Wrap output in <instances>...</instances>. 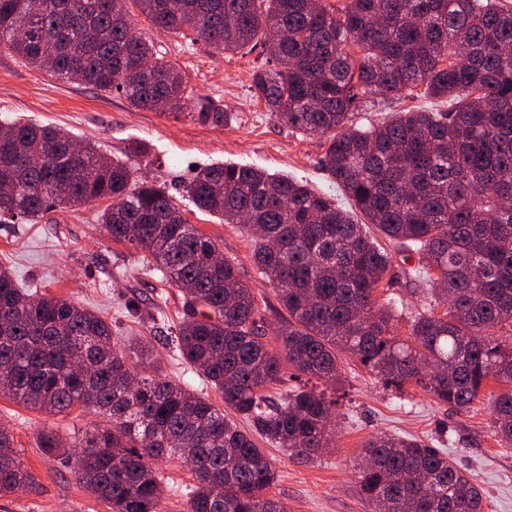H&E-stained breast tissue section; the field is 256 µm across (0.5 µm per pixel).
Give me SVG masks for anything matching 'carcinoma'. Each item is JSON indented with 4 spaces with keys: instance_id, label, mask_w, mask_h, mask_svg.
Returning a JSON list of instances; mask_svg holds the SVG:
<instances>
[{
    "instance_id": "obj_1",
    "label": "carcinoma",
    "mask_w": 512,
    "mask_h": 512,
    "mask_svg": "<svg viewBox=\"0 0 512 512\" xmlns=\"http://www.w3.org/2000/svg\"><path fill=\"white\" fill-rule=\"evenodd\" d=\"M159 32L191 30L226 53L261 48L250 89L277 123L325 138L324 170L350 208L286 177L219 165L183 187L194 206L238 225L251 259L288 317L239 279L234 261L188 222L166 189L132 182L126 163L59 127L0 123V219L106 199L98 222L112 240L182 291L177 348L222 394L224 409L155 371L139 375L101 315L36 297L0 268V394L48 416L75 407L104 421L64 444L52 427L44 453L73 464L111 512H161L154 468L178 456L195 484L186 512H283L258 434L288 457L316 459L340 418L325 392L284 376L341 382L352 359L385 388L412 384L439 405L486 403L494 437L512 445V8L501 0H0V52L63 81L114 90L137 110L159 104L212 127L224 104L193 94L181 70L136 28L128 3ZM423 95L446 112H397L351 123L362 100ZM438 298L408 312L399 333L391 255ZM273 335L274 348L267 340ZM503 389L483 392L489 380ZM247 421L246 430L226 414ZM356 489L372 512H484L482 490L448 454L417 439L377 435L363 446ZM33 475L0 425V497Z\"/></svg>"
}]
</instances>
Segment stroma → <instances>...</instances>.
Segmentation results:
<instances>
[{
  "label": "stroma",
  "mask_w": 512,
  "mask_h": 512,
  "mask_svg": "<svg viewBox=\"0 0 512 512\" xmlns=\"http://www.w3.org/2000/svg\"><path fill=\"white\" fill-rule=\"evenodd\" d=\"M153 35L157 48L183 71L190 89L222 101L235 112L232 126H202L184 115L174 118L137 110L120 92L103 94L84 84L55 79L6 53H0V121L19 118L61 127L128 162L133 180L146 178L164 186L188 221L238 264L242 282L274 313H281L276 293L254 266L250 244L239 227L224 223L219 215L198 211L183 199L181 185L194 169L234 164L287 175L347 204V197L321 165L323 142L278 125L264 103L252 96L250 72L257 52L227 54L183 35ZM441 108V103L426 96L398 103L367 100L352 120L366 126L404 109ZM103 207L99 201L51 209L33 222L24 218L0 222V266L27 290L101 314L122 342L151 339L153 361L167 378L223 406L221 394L210 382L159 338L183 318L180 291L162 282L160 273L146 270L134 249L112 241L97 221ZM342 371L343 388L336 397L343 426L335 447L315 461L288 457L269 445L264 448L276 473L270 492L285 512H371L356 491L354 466L365 442L384 433L413 436L447 452L482 488L487 512H512V447H504L494 437L489 410L459 412L436 404L413 386L401 392L385 388L351 360L345 361ZM95 420L92 413L51 417L0 397V424L12 431L13 448L36 480L32 489L0 497V512H110L79 484L64 459L44 454L39 445L40 434L48 427L66 436ZM159 469L166 484L161 512H185L195 483L189 467L167 458Z\"/></svg>",
  "instance_id": "1"
}]
</instances>
